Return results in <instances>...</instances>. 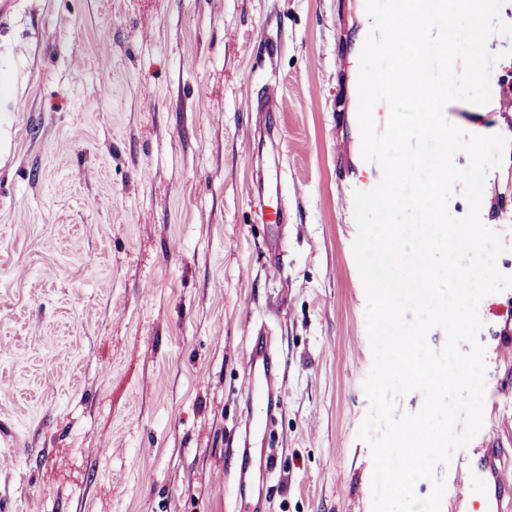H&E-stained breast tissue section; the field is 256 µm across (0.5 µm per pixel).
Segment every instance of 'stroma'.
<instances>
[{"label": "stroma", "mask_w": 512, "mask_h": 512, "mask_svg": "<svg viewBox=\"0 0 512 512\" xmlns=\"http://www.w3.org/2000/svg\"><path fill=\"white\" fill-rule=\"evenodd\" d=\"M362 26L358 0H17L0 19V512H233L260 334L285 391L268 512H372L338 165ZM271 84L286 109L253 111ZM448 120L512 141V108ZM486 183L512 275V144ZM262 195L287 223H262ZM478 315L484 422L452 457L495 441L512 462V288Z\"/></svg>", "instance_id": "obj_1"}]
</instances>
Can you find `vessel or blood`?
I'll list each match as a JSON object with an SVG mask.
<instances>
[{
	"mask_svg": "<svg viewBox=\"0 0 512 512\" xmlns=\"http://www.w3.org/2000/svg\"><path fill=\"white\" fill-rule=\"evenodd\" d=\"M342 170L345 180L359 191L373 189L382 178L380 166L360 156L344 159ZM277 370V360L267 342L255 341L247 364L248 391L242 422L245 435L254 436L266 431L267 415L273 414L281 404L282 390ZM498 458L496 449H486L479 460L456 467L450 475L454 485L462 482L485 486V494L473 501L472 512H512V498L505 494L507 486L499 475ZM276 463L273 453L242 449L240 466L234 474L238 488L235 512H262L261 496L245 494L244 489L251 484L254 472H271Z\"/></svg>",
	"mask_w": 512,
	"mask_h": 512,
	"instance_id": "vessel-or-blood-1",
	"label": "vessel or blood"
}]
</instances>
